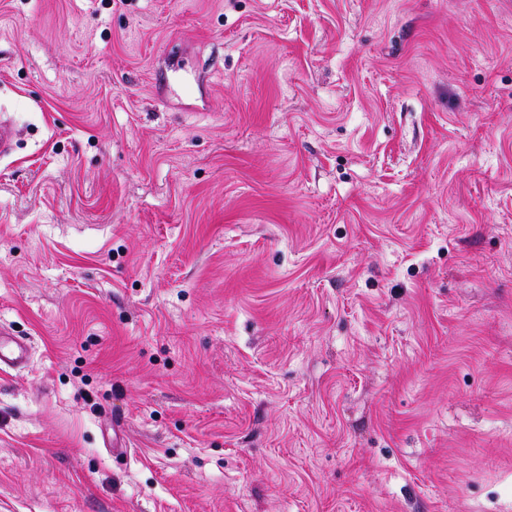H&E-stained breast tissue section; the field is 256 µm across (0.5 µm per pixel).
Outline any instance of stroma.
Wrapping results in <instances>:
<instances>
[{
    "label": "stroma",
    "instance_id": "35a3bbf8",
    "mask_svg": "<svg viewBox=\"0 0 512 512\" xmlns=\"http://www.w3.org/2000/svg\"><path fill=\"white\" fill-rule=\"evenodd\" d=\"M1 120L0 512H512V0H0ZM29 359L28 343L21 337L0 327V370L3 366L9 368L22 367Z\"/></svg>",
    "mask_w": 512,
    "mask_h": 512
}]
</instances>
